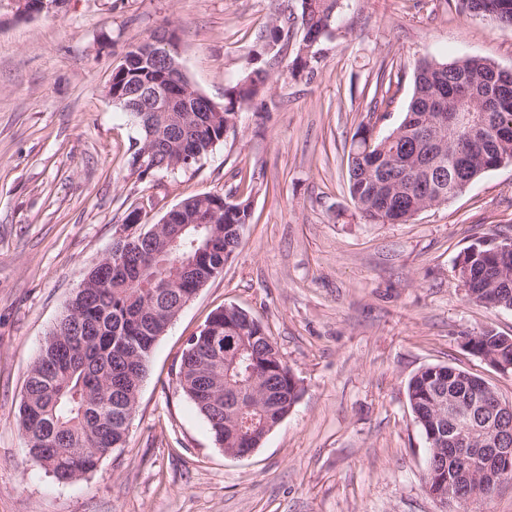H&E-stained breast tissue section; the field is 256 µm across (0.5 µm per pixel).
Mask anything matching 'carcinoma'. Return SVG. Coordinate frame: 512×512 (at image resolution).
I'll return each instance as SVG.
<instances>
[{
    "label": "carcinoma",
    "mask_w": 512,
    "mask_h": 512,
    "mask_svg": "<svg viewBox=\"0 0 512 512\" xmlns=\"http://www.w3.org/2000/svg\"><path fill=\"white\" fill-rule=\"evenodd\" d=\"M460 11L504 12L512 24V0H457ZM303 35L324 39L341 10V0H301ZM128 73L112 74V88L124 87L130 96L122 108L137 100L165 99L166 89L154 84L137 90L151 74L136 77L148 64L126 53ZM249 84L237 83L225 93L219 112H174L170 121L148 127L138 121L141 137L131 145L129 165L146 146L149 136L167 144L163 167L138 172L144 179L155 172L189 167L221 141L225 116L261 99L271 75L264 67L247 74ZM469 89L490 113L487 125L475 132L460 126L437 132L439 144L428 137L438 108L451 111L458 93ZM364 128L353 135L348 158V190L361 217L370 224H400L410 220L428 200L453 198L456 191L491 170L501 157L512 158V72H495L494 64L468 57L453 62L423 60L415 67L413 93L401 123L388 135L367 142ZM394 182L384 196L373 194L378 171ZM243 202L224 196V219L215 228L195 224H163L153 237L134 243H114L103 263L88 272L49 332L31 364L17 426L30 460L62 484L83 479L100 461L126 442V420L135 410L140 385L156 341L180 309L185 292L196 285L200 269L173 268L171 262L191 259L193 242L210 248L209 269L224 268L240 238L233 229L248 223ZM467 285L473 301L512 307V266L499 268L491 247L479 243L465 251ZM211 332L236 346L217 355L212 337L200 332L187 341L177 386L207 421L217 444L249 448L266 426L288 415L300 397L298 382L279 350L265 336L256 318L241 322L238 309L227 307L209 318ZM478 350L512 364V343L491 330L480 333ZM472 374L448 365L418 370L407 385L409 404L424 436H429L441 395L462 405L471 399Z\"/></svg>",
    "instance_id": "obj_1"
}]
</instances>
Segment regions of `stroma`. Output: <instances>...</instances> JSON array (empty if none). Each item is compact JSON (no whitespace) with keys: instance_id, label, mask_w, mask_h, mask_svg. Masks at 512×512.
<instances>
[{"instance_id":"stroma-1","label":"stroma","mask_w":512,"mask_h":512,"mask_svg":"<svg viewBox=\"0 0 512 512\" xmlns=\"http://www.w3.org/2000/svg\"><path fill=\"white\" fill-rule=\"evenodd\" d=\"M273 24L285 35L266 54ZM161 29L215 104L252 63L271 83L197 164L142 179L129 166L139 130L108 86L126 51ZM302 35L301 0H60L33 17L0 0V512H444L424 487L407 383L447 364L512 402V372L463 346L487 329L512 336V310L470 301L457 274L469 246L512 239V164L406 223L368 224L348 156L359 126L380 137L402 121L416 62L512 69V27L455 0H342L295 74ZM204 192L250 199L239 247L158 339L124 447L58 483L17 428L30 364L130 211L148 229ZM231 305L267 328L302 386L245 457L224 453L176 384L189 337Z\"/></svg>"}]
</instances>
